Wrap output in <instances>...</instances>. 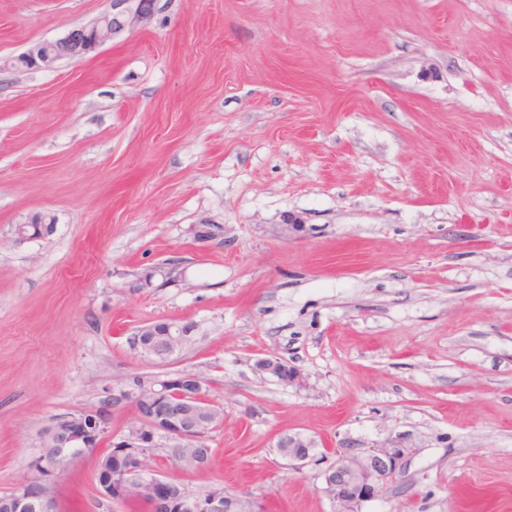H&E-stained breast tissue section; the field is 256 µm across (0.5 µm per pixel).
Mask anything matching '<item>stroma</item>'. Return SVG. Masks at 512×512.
I'll return each instance as SVG.
<instances>
[{
    "instance_id": "35a3bbf8",
    "label": "stroma",
    "mask_w": 512,
    "mask_h": 512,
    "mask_svg": "<svg viewBox=\"0 0 512 512\" xmlns=\"http://www.w3.org/2000/svg\"><path fill=\"white\" fill-rule=\"evenodd\" d=\"M111 7L0 0V496L52 418L105 405L50 495L145 512L96 490L134 416L112 395L188 371L224 410L212 462L145 463L190 494L336 512L325 463L400 436L362 512H512V0H158L83 59L10 67ZM36 213L52 231L17 239ZM154 322L195 328L162 366L127 344ZM284 433L324 463L290 469ZM255 369L260 373L275 377L280 383L286 386H301L304 382L300 370L278 357L258 359L255 363Z\"/></svg>"
}]
</instances>
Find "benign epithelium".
I'll list each match as a JSON object with an SVG mask.
<instances>
[{"mask_svg":"<svg viewBox=\"0 0 512 512\" xmlns=\"http://www.w3.org/2000/svg\"><path fill=\"white\" fill-rule=\"evenodd\" d=\"M158 0H112V11L89 24L72 27L59 39L36 44L10 61L15 69H49L64 59H82L112 35L151 20ZM224 235L214 224L196 226L195 237L212 242ZM191 339V327L152 323L129 337L131 348L153 363H166ZM255 369L275 377L286 386L302 385L297 368L278 357L256 361ZM114 403L140 404V418L113 442L112 455L125 459L116 470H95L99 494L118 502L141 496L152 512H255L252 502L222 491L193 496L177 481L151 472L146 453L161 438L173 444L169 460L177 468L207 466L210 449L195 448L204 428L223 419L215 413L206 395L203 378L193 372H177L152 386L127 384ZM109 433V415L104 410L77 411L55 417L43 433V453L36 459V475L22 481L0 501L4 512H55L49 495L51 481L63 475L79 458L94 453ZM277 447L288 456L289 465L299 467L314 456L313 443L298 436L282 435ZM411 449L392 441L372 448H350L322 472L323 491L336 504L337 512H362V505L379 498L389 481L405 468Z\"/></svg>","mask_w":512,"mask_h":512,"instance_id":"obj_1","label":"benign epithelium"}]
</instances>
